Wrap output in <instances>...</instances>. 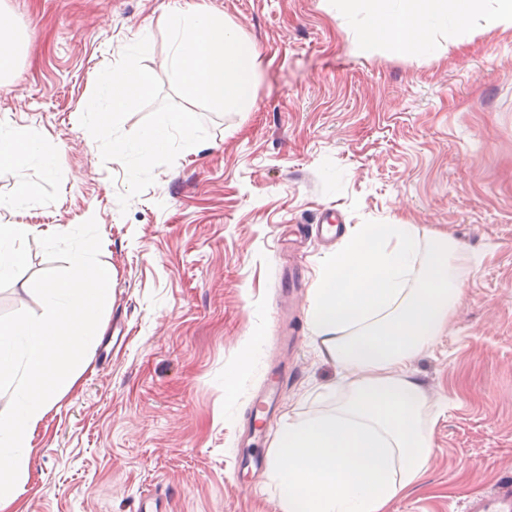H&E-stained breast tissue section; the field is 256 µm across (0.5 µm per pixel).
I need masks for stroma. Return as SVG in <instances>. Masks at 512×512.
I'll return each instance as SVG.
<instances>
[{
    "label": "stroma",
    "mask_w": 512,
    "mask_h": 512,
    "mask_svg": "<svg viewBox=\"0 0 512 512\" xmlns=\"http://www.w3.org/2000/svg\"><path fill=\"white\" fill-rule=\"evenodd\" d=\"M170 0H0L27 52L0 84V129L39 135L55 158L0 168V220L68 232L96 219L112 270L105 333L33 435L17 512H282L271 447L287 419L334 412L336 366L308 314L345 239L331 223L411 224L456 241L465 289L435 344L411 362L433 453L390 512H462L512 475V29L449 25L440 59L358 55L331 0H195L255 45L252 108L216 112L120 210L123 164L102 162L79 118L98 69L146 37L166 65ZM26 209L10 205L18 184ZM0 281V314H42L30 288L48 259ZM235 378L233 395L224 381Z\"/></svg>",
    "instance_id": "1"
}]
</instances>
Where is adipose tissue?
<instances>
[{
    "mask_svg": "<svg viewBox=\"0 0 512 512\" xmlns=\"http://www.w3.org/2000/svg\"><path fill=\"white\" fill-rule=\"evenodd\" d=\"M367 17L353 39L365 54L383 48L400 55L440 57L435 32L448 21L512 28V0H332L338 19L359 2ZM169 69L182 94L214 110L244 112L258 80L253 42L223 16L197 8L167 15ZM53 160L24 130H0V165L22 168ZM28 224L0 221V280L27 265L22 242ZM411 224H366L337 251L314 289L310 325L337 368L346 395L335 413L284 423L273 442L274 474L284 512H385L423 478L433 429L412 378L414 357L444 332L464 295L449 276L455 242L435 233L425 263Z\"/></svg>",
    "mask_w": 512,
    "mask_h": 512,
    "instance_id": "1",
    "label": "adipose tissue"
}]
</instances>
